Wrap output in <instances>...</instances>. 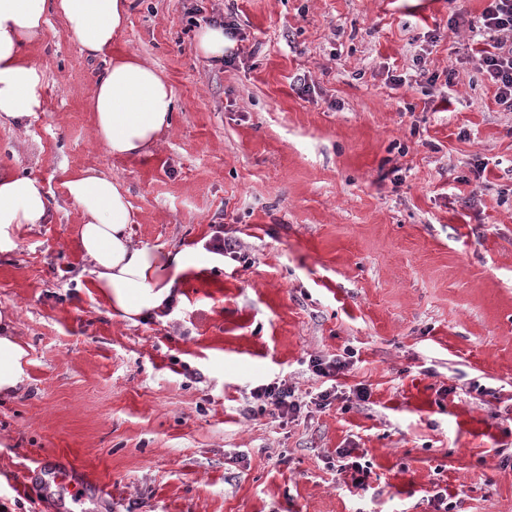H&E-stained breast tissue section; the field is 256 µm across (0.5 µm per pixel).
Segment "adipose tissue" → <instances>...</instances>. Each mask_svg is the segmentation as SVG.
Returning <instances> with one entry per match:
<instances>
[{
  "instance_id": "obj_1",
  "label": "adipose tissue",
  "mask_w": 512,
  "mask_h": 512,
  "mask_svg": "<svg viewBox=\"0 0 512 512\" xmlns=\"http://www.w3.org/2000/svg\"><path fill=\"white\" fill-rule=\"evenodd\" d=\"M130 5L131 0H0V119L20 122L41 109L43 75L27 49L41 37L53 10L83 52L105 63L88 100L97 143L119 158L150 155L171 127L174 90L154 66L113 52ZM65 188L82 218L77 247L110 316L134 324L170 306L178 275L191 265L189 253L133 240L135 217L118 180L89 169L69 178ZM48 218L39 179L0 172V253L14 249L21 225ZM25 356L16 337L0 336V396L23 383Z\"/></svg>"
}]
</instances>
